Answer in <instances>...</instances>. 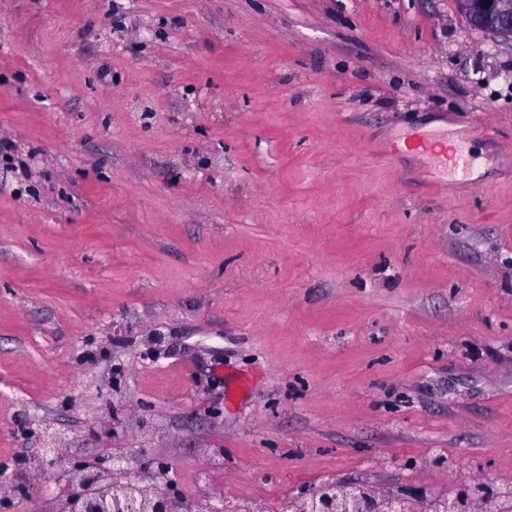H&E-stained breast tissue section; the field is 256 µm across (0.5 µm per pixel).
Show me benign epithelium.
Instances as JSON below:
<instances>
[{"mask_svg": "<svg viewBox=\"0 0 512 512\" xmlns=\"http://www.w3.org/2000/svg\"><path fill=\"white\" fill-rule=\"evenodd\" d=\"M466 17L480 12L479 26L512 37V0H456ZM75 453L57 436L47 438L37 469L64 481L59 512H174L177 496L161 479L141 484L123 476L119 462L110 469L75 464ZM295 512H426L431 507L426 491L405 486H381L368 481L326 483L324 490L304 487L288 494L280 506ZM448 512H497L498 490L482 480L453 485L444 502Z\"/></svg>", "mask_w": 512, "mask_h": 512, "instance_id": "benign-epithelium-1", "label": "benign epithelium"}]
</instances>
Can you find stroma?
I'll return each instance as SVG.
<instances>
[{"label":"stroma","instance_id":"1","mask_svg":"<svg viewBox=\"0 0 512 512\" xmlns=\"http://www.w3.org/2000/svg\"><path fill=\"white\" fill-rule=\"evenodd\" d=\"M2 142L10 512L57 501L48 431L218 508L512 484V37L455 0H0Z\"/></svg>","mask_w":512,"mask_h":512}]
</instances>
